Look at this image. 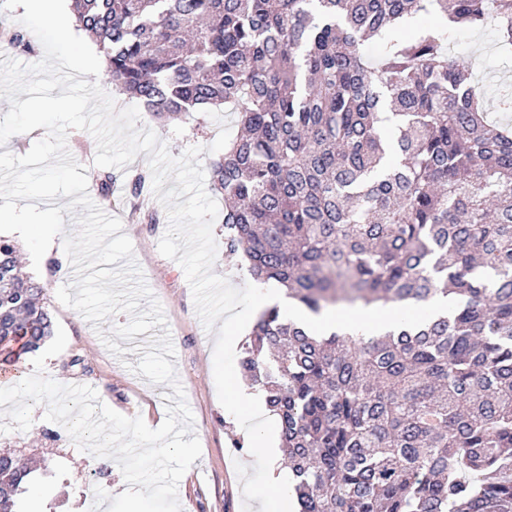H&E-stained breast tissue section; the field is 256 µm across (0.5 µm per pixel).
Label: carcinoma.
I'll return each mask as SVG.
<instances>
[{
	"instance_id": "obj_1",
	"label": "carcinoma",
	"mask_w": 512,
	"mask_h": 512,
	"mask_svg": "<svg viewBox=\"0 0 512 512\" xmlns=\"http://www.w3.org/2000/svg\"><path fill=\"white\" fill-rule=\"evenodd\" d=\"M107 75L158 119L224 107V247L301 309L457 299L423 325L316 335L264 309L240 361L279 418L299 512H512V124L449 34L512 0H73ZM512 117V84L496 94ZM0 237V349L52 334ZM31 468L0 454V512Z\"/></svg>"
}]
</instances>
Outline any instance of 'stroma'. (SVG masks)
I'll list each match as a JSON object with an SVG mask.
<instances>
[{
  "mask_svg": "<svg viewBox=\"0 0 512 512\" xmlns=\"http://www.w3.org/2000/svg\"><path fill=\"white\" fill-rule=\"evenodd\" d=\"M24 7L15 11L0 9V58H11L26 65L41 61L44 49L39 39L18 18ZM457 55L467 57L473 72L493 93V80H506L512 57L501 54L495 46L493 28L462 31L457 35ZM138 128H151L164 141L173 156H181L189 147H201L202 167H209L214 156L207 148L216 139L221 127L236 129L234 113H226L224 122H217L204 113L193 112L177 120L159 121L141 113ZM67 149L83 165L88 176V193L95 204L107 214L119 217L122 232L133 243L134 258L154 297L160 302L166 318L165 326L152 332L135 335L132 340H120L124 357L111 353L101 339L114 326L126 324L129 316L119 312L93 326L76 310L63 306L56 297L57 289L75 280L73 268L51 270L53 258L63 257L62 247L44 256L40 268H33L30 255H23L22 270L36 273L45 284V297L53 323L62 325L68 343L60 354L46 360L45 376L65 385L82 384L93 387L100 400L127 416H139L147 425L157 426L166 418L165 384H152L148 378L135 374L131 366L138 363L140 346L151 336L170 335L176 355L172 362L182 385L186 401L193 413V432L201 444V456L186 471L179 482L177 496L181 512H242V483L235 470L236 463L252 466L248 437L244 429L220 404L213 377V346L215 335L205 329L198 317L191 288L182 267L158 251V243L169 225L167 213L153 191L133 197L127 181L129 175L148 170V153L116 170L112 186V201L104 203L97 187L103 168L94 164L96 141L84 130H72L67 135ZM153 213L157 223L150 224L145 214ZM45 405H35L33 423L28 430L0 434V450L24 451L45 468L42 480L46 490L48 512H89L95 498V487L105 491L126 490L127 484L118 465H111L106 475L95 474L94 457L80 451L65 427H53L44 418ZM251 512H260L259 501H251Z\"/></svg>",
  "mask_w": 512,
  "mask_h": 512,
  "instance_id": "35a3bbf8",
  "label": "stroma"
}]
</instances>
